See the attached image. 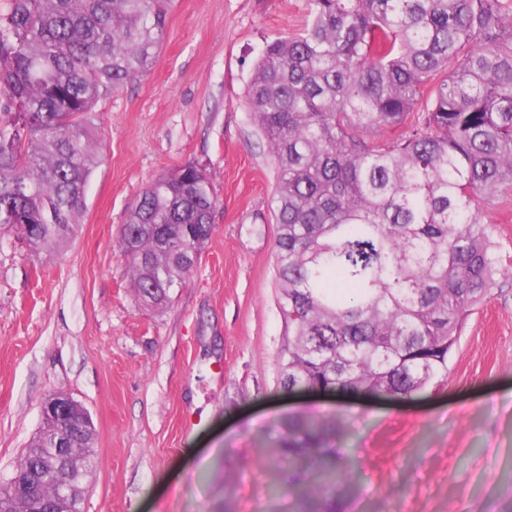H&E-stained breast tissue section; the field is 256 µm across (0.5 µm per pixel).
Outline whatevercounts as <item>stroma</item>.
Wrapping results in <instances>:
<instances>
[{"instance_id": "stroma-1", "label": "stroma", "mask_w": 512, "mask_h": 512, "mask_svg": "<svg viewBox=\"0 0 512 512\" xmlns=\"http://www.w3.org/2000/svg\"><path fill=\"white\" fill-rule=\"evenodd\" d=\"M310 0H174L151 71L92 112L100 163L76 235L32 253L0 230V480L64 391L96 429L83 512H304L270 420L330 413L351 476L313 512H512V196L488 213L505 271L448 358L409 397L289 393L278 305L275 169L245 97L267 41ZM205 168L214 232L185 284L145 306L118 249L156 176Z\"/></svg>"}]
</instances>
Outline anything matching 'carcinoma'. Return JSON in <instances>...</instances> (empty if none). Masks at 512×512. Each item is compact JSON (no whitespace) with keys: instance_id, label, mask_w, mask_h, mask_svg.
I'll list each match as a JSON object with an SVG mask.
<instances>
[{"instance_id":"carcinoma-1","label":"carcinoma","mask_w":512,"mask_h":512,"mask_svg":"<svg viewBox=\"0 0 512 512\" xmlns=\"http://www.w3.org/2000/svg\"><path fill=\"white\" fill-rule=\"evenodd\" d=\"M170 3H0L1 230L38 253L75 235L100 159L88 115L147 73ZM247 99L275 168L281 383L408 395L446 376L466 318L504 275L483 214L512 191V0H311L301 32L266 43ZM217 203L194 164L145 187L119 239L142 301L185 283ZM337 426L290 420L275 450L293 488L326 502L342 457L316 482L307 457ZM59 428L44 418L13 474ZM16 508L8 478L0 512Z\"/></svg>"}]
</instances>
